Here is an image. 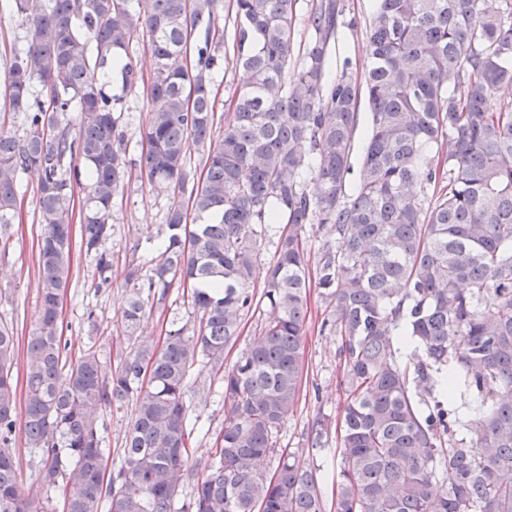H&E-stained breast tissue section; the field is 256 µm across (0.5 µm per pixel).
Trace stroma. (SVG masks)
Here are the masks:
<instances>
[{"label":"stroma","instance_id":"stroma-1","mask_svg":"<svg viewBox=\"0 0 512 512\" xmlns=\"http://www.w3.org/2000/svg\"><path fill=\"white\" fill-rule=\"evenodd\" d=\"M375 0H341L343 26L336 43L335 65L349 63L354 75H363L368 66L367 25ZM132 50L138 58L142 78L137 88L129 92L119 105L126 125L129 144V165L124 185L112 200V236L107 243L112 253V282L99 287L94 261L85 250L79 216H72L71 267L72 278L62 300L63 340L67 353L77 356L87 349L97 350L105 366L117 364L130 350L125 339L122 311L126 305L125 272L129 263L142 264L160 253L157 227L166 221L167 212L175 200L173 192L152 189L142 177L138 162L141 147L139 130L148 120L152 102L148 85L153 70L151 53L145 36H137ZM242 82L231 45L219 53L218 66L212 76L216 95L215 112L223 114ZM17 208L9 237L0 242V324L12 328L17 339V361L13 371L16 408L24 410L26 402V346L38 320L39 299V222L37 176L22 174L16 186ZM326 315L325 303L317 286H310L308 314L305 322L304 363L299 379L297 402L281 425L278 447L293 452L301 468H320L322 497L327 512H332L336 500L339 472V443L328 436L324 451L311 448V427L316 418L336 421L343 403L339 387L340 338L322 331ZM200 316L183 293L180 284H173L166 301L155 304L140 326V339L161 344L169 331L192 329ZM188 403L194 435L188 465L198 475L208 473L213 462L211 447L224 429V403L221 388L211 364L197 360L189 370ZM130 404L113 405L104 412L100 433L104 461L115 470L122 463L125 433L131 420ZM12 452L20 480L26 490L37 498H49V512H62L60 494H46L31 466L34 453L28 448L23 432H16Z\"/></svg>","mask_w":512,"mask_h":512}]
</instances>
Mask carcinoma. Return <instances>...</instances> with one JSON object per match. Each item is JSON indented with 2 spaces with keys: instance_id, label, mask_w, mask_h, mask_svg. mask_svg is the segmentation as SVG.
I'll use <instances>...</instances> for the list:
<instances>
[{
  "instance_id": "obj_1",
  "label": "carcinoma",
  "mask_w": 512,
  "mask_h": 512,
  "mask_svg": "<svg viewBox=\"0 0 512 512\" xmlns=\"http://www.w3.org/2000/svg\"><path fill=\"white\" fill-rule=\"evenodd\" d=\"M295 2L137 0L134 12L130 0H10L27 40L11 53L4 90L26 128L21 137L0 128V239L31 169L43 233L20 419L15 336L0 326V512H47L19 480L18 425L39 454L40 484L64 495L63 512H325L317 473L276 440L298 396L308 224L326 230L316 261L323 328L341 337L335 512H512V103H495L512 85V0H377L362 81L347 62L327 78L340 0H313L294 63ZM226 10L244 82L218 134L210 72ZM140 31L155 59L141 169L180 199L158 259L146 271L127 266L124 317L135 333L177 278L200 322L158 349L138 344L107 370L91 349L68 361L61 303L83 171L82 237L100 284L110 281L105 242L129 139L121 97L100 75L119 69L124 94L138 86L131 46ZM363 105L370 127L349 192ZM193 147L205 158L201 180L187 166ZM259 273L273 316L226 371L224 349L255 306ZM199 356L224 390V432L201 477L188 466L186 400ZM128 400L122 463L107 476L100 419ZM273 456L269 476L257 464Z\"/></svg>"
}]
</instances>
